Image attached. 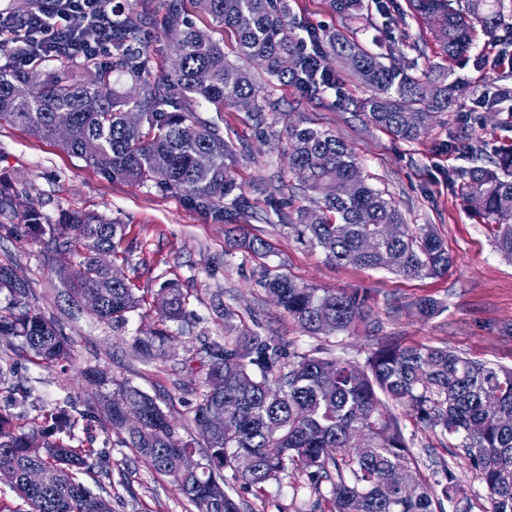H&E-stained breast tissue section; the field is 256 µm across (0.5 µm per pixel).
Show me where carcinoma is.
<instances>
[{"mask_svg":"<svg viewBox=\"0 0 512 512\" xmlns=\"http://www.w3.org/2000/svg\"><path fill=\"white\" fill-rule=\"evenodd\" d=\"M146 2L131 0L123 19L100 13L93 25L112 28L111 68L131 75L132 91L114 96L107 68L94 59L75 66L62 52L55 54L59 68L50 73L36 65L22 70L0 66V123L20 125L36 139L56 142L114 179L161 184L224 216V222L235 224L238 246L246 253L268 248L246 230L251 205L232 175V166L250 153V146L224 138L216 122L197 115L199 104L220 113L247 100L248 112L263 129L265 114L277 111L270 86H292L311 98L324 88L302 60L303 43L309 40L320 47L328 66L347 61L372 90L357 116L403 140L425 133L428 114L447 110L454 96V85L427 72L409 74L346 34L312 26L301 27L305 35L297 34L287 0H170L166 27L175 35V66L171 74L151 77L150 54L143 49L133 55L127 49L139 43L133 17ZM187 4L234 33L235 59L208 31L185 25ZM330 5L348 19L370 21L364 0H330ZM409 5L437 33L450 60L468 52L478 27L489 44H504L502 0H409ZM259 60L260 78L248 70ZM74 66L78 77L71 74ZM20 86L29 92L15 94ZM133 112L140 116L136 125L128 121ZM60 113L71 118L66 137L56 129ZM284 134L290 172L307 192V203L297 207L267 200V214L276 217L284 235L320 250L334 264L410 277L448 273L451 258L434 227L406 224L396 203L368 182L351 149L333 131L298 117L287 119ZM463 154L469 166L454 176L464 202L475 216L500 226L495 249L512 259V148L489 151L476 140L464 145ZM22 215L31 238L73 232L78 264L71 291L79 297L100 294L97 320L122 324L146 306L118 266L98 263L100 252H117L125 225L90 214H71L67 223L55 224L32 206ZM369 237L375 244L366 251L363 241ZM260 286L308 336L349 335L360 328L375 334L381 328L362 289L336 292L268 272ZM2 291L8 303L0 309V343L20 344L38 366H65L73 342L30 303V289L5 264H0ZM186 301L173 283L153 297L160 324L132 338L144 360L159 358L168 323L180 320ZM415 307L428 318L446 310L432 299H421ZM205 353L208 361L195 383L191 421L205 434L208 451L196 472L179 468V458L192 446L176 437L154 397L111 378L95 403L104 427L126 435L125 445L153 472L177 484L196 512H242L224 471L259 498L290 464L315 492L328 489L330 512H445L444 502L462 493L459 479L444 459L435 462L434 470L442 479L432 482L424 476L423 461L390 401L403 406L421 428L448 439L449 447L463 449L488 490L492 512H512V368L474 361L446 347L388 341L379 343L362 365L322 345L291 353L274 337L242 323L227 305L224 342L207 345ZM216 404L224 407V430L209 420ZM75 425L65 409L41 423L0 413V467L16 472L12 490L31 512H112V499L91 493L81 479L96 466V450L75 448L62 438ZM32 439L40 442L36 457L27 451ZM32 465L48 475L39 488L23 478Z\"/></svg>","mask_w":512,"mask_h":512,"instance_id":"obj_1","label":"carcinoma"}]
</instances>
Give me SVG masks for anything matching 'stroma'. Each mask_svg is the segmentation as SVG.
Listing matches in <instances>:
<instances>
[{"mask_svg":"<svg viewBox=\"0 0 512 512\" xmlns=\"http://www.w3.org/2000/svg\"><path fill=\"white\" fill-rule=\"evenodd\" d=\"M292 20L324 30L352 32L359 42L387 52L391 37L408 33L416 48L402 47L395 64L409 73L425 70L441 49L430 30L412 17L408 0H390L385 15L374 16L372 26L354 27L333 12L328 0H288ZM169 0H149L139 36L152 54L151 73L171 72L174 56L166 31ZM495 48L476 39L469 53L450 61L455 77L470 84L455 105L438 112L427 132L409 142L384 130L364 125L355 106L371 91L345 67H336L339 91H326L322 100L310 101L292 87H274L272 98L281 112L266 137H259L252 116L228 107L223 114L201 108L206 120H218L224 137L248 142L251 154L240 159L234 177L253 205L250 232L271 245L264 256L231 249L223 219L190 206L184 197L147 182L131 185L112 180L95 167L57 145L31 137L24 129L0 124V181L28 195L52 222L65 215L95 213L124 225L125 237L113 261L138 294L152 296L174 283L187 295L185 316L172 324L169 355L145 363L131 346L132 336L152 327L153 317L129 314L123 330L98 322L83 300L70 294L63 278L78 261L70 237L58 234L38 240L24 233L22 213L0 211V262L13 266L31 290V302L53 319L73 342V361L64 370L44 369L30 362L18 348L0 344V365L9 372L0 378V398L20 388L28 398L20 411L30 418L67 408L80 419L69 442L92 447L112 461L111 477L91 472L84 484L93 492L112 493V512H193L178 486L158 476L137 459L119 436L103 428L86 410L99 396L81 375L93 366L109 376L130 381L157 398L175 427L177 436L204 454L205 441L189 422L195 403L194 382L205 359V343L224 338V321L217 305L239 311L247 323H258L265 335L304 352L324 343L333 355L364 363L378 342L447 347L470 359L512 367V262L494 248L489 225L472 217L449 173L465 166L456 152L444 150L449 135L466 131L494 150L512 144V98L489 107L478 95L497 77L482 62ZM300 115L317 126L331 129L358 158L364 175L385 189L407 223L431 224L444 242L452 266L436 278L406 277L384 270L335 265L320 251L281 235L266 221V200L290 201L295 179L288 171L283 135L285 115ZM287 273L298 281L337 292L367 289L382 327L376 336H331L325 340L304 335L285 316L257 280L264 268ZM427 298L446 310L425 319L413 303ZM466 494L461 504H446L445 512H489L487 489L465 455L449 458ZM249 512H330L324 497L306 488L301 473L289 467L280 481L270 483L264 497L241 492Z\"/></svg>","mask_w":512,"mask_h":512,"instance_id":"35a3bbf8","label":"stroma"}]
</instances>
